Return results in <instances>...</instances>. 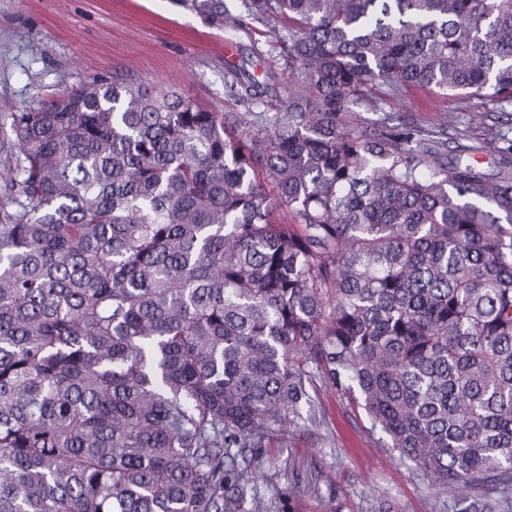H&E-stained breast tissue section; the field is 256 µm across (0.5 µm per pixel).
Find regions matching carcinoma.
<instances>
[{"instance_id":"1","label":"carcinoma","mask_w":512,"mask_h":512,"mask_svg":"<svg viewBox=\"0 0 512 512\" xmlns=\"http://www.w3.org/2000/svg\"><path fill=\"white\" fill-rule=\"evenodd\" d=\"M179 2L278 25L284 82L229 70L244 120L118 78L9 114L0 512H240L226 449L317 422L319 385L512 512V0ZM413 89L506 120L359 125Z\"/></svg>"}]
</instances>
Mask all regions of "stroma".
Segmentation results:
<instances>
[{
    "mask_svg": "<svg viewBox=\"0 0 512 512\" xmlns=\"http://www.w3.org/2000/svg\"><path fill=\"white\" fill-rule=\"evenodd\" d=\"M260 64L248 40L227 45L175 0H0V187L14 138L10 113L84 82L120 77L175 89L215 112L241 106L224 91L228 63ZM456 99L418 92L389 103L437 130ZM320 423L295 420L286 444L244 449L243 512L254 498L271 512H461L449 493L411 469L389 438L345 396L320 394Z\"/></svg>",
    "mask_w": 512,
    "mask_h": 512,
    "instance_id": "1",
    "label": "stroma"
}]
</instances>
